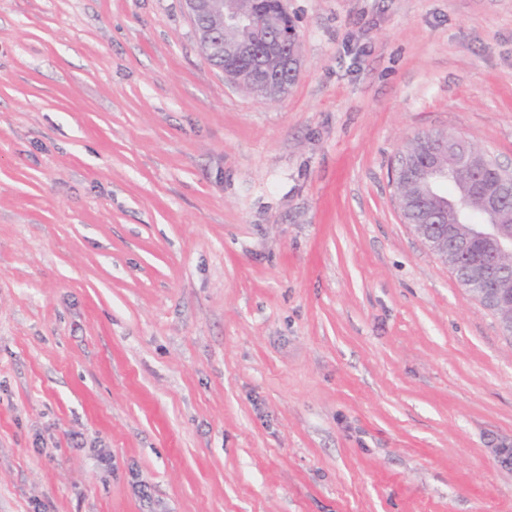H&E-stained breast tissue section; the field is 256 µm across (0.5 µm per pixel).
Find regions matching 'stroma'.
<instances>
[{
  "label": "stroma",
  "instance_id": "obj_1",
  "mask_svg": "<svg viewBox=\"0 0 512 512\" xmlns=\"http://www.w3.org/2000/svg\"><path fill=\"white\" fill-rule=\"evenodd\" d=\"M287 97L183 0H0V512H512V338L406 224L512 164V0H284ZM219 70H221L225 76L230 77L232 83L248 84V85L242 86V88L247 91L255 92L257 94L264 96L260 91L249 86V84H252V83L262 79L267 88V99H279L281 97L278 87L273 84V80L270 77L271 72L266 71L265 75L264 74L260 75L259 73L252 71L250 69H244V70H240V71L236 72L234 75H232L229 73V71L233 70L232 67L225 68L223 66V68H219Z\"/></svg>",
  "mask_w": 512,
  "mask_h": 512
}]
</instances>
